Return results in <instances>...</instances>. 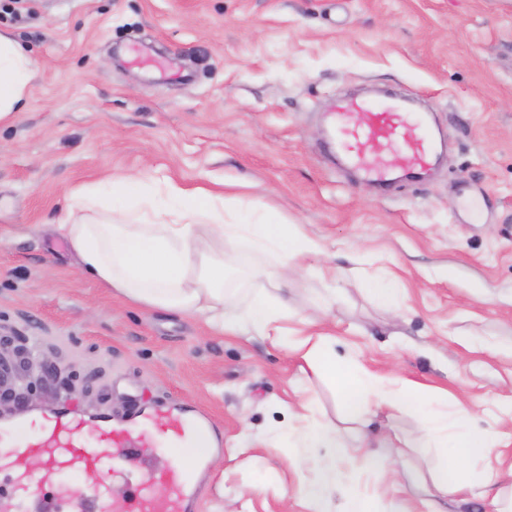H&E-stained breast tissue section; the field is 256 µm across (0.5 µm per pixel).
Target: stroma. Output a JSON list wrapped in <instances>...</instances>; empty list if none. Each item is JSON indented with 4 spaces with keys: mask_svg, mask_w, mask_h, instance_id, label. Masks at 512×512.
I'll return each instance as SVG.
<instances>
[{
    "mask_svg": "<svg viewBox=\"0 0 512 512\" xmlns=\"http://www.w3.org/2000/svg\"><path fill=\"white\" fill-rule=\"evenodd\" d=\"M0 29L38 68L21 112L0 123V333L57 369L9 418L27 433L61 406L92 419L131 401L206 410L224 444L198 479L199 512H310L300 488L321 448L287 433L312 401L347 443L398 437L401 473L442 457L417 414L360 428L298 352L269 336H214L197 320L124 301L80 270L53 232L68 195L115 177H168L237 195L298 225L322 250L288 282L293 339L423 388L439 412L466 405L493 432L482 464L512 484V0H0ZM152 47L170 69L143 59ZM397 90L428 105L446 144L429 177L387 187L325 149L340 92ZM225 286L246 305L269 289L272 256L225 242ZM376 281L399 290L378 302ZM335 294L328 306L314 294ZM76 392L57 399L65 382ZM324 512L348 493L377 512L428 495L341 461Z\"/></svg>",
    "mask_w": 512,
    "mask_h": 512,
    "instance_id": "1",
    "label": "stroma"
}]
</instances>
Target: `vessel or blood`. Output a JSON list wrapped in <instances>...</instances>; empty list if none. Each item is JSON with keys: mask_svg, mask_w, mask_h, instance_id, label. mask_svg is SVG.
Segmentation results:
<instances>
[{"mask_svg": "<svg viewBox=\"0 0 512 512\" xmlns=\"http://www.w3.org/2000/svg\"><path fill=\"white\" fill-rule=\"evenodd\" d=\"M336 148L363 176L383 183L394 170L425 166L430 140L426 127L404 106L344 96L336 104ZM40 421L32 435H0V468L19 457L37 456L48 483L65 472H101L98 487L82 497V512H195L199 492L181 451L213 447L207 413L177 405L139 408L123 421L99 418L88 438L82 434L85 419L72 412L50 408ZM149 447L166 449L160 467H152L144 456ZM132 467L144 473L136 501L110 495L109 481Z\"/></svg>", "mask_w": 512, "mask_h": 512, "instance_id": "obj_1", "label": "vessel or blood"}]
</instances>
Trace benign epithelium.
Segmentation results:
<instances>
[{
    "label": "benign epithelium",
    "mask_w": 512,
    "mask_h": 512,
    "mask_svg": "<svg viewBox=\"0 0 512 512\" xmlns=\"http://www.w3.org/2000/svg\"><path fill=\"white\" fill-rule=\"evenodd\" d=\"M47 372L41 354L25 340L0 336V414L28 402L34 380Z\"/></svg>",
    "instance_id": "7a95c632"
}]
</instances>
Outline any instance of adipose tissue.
Here are the masks:
<instances>
[{"label": "adipose tissue", "instance_id": "1", "mask_svg": "<svg viewBox=\"0 0 512 512\" xmlns=\"http://www.w3.org/2000/svg\"><path fill=\"white\" fill-rule=\"evenodd\" d=\"M36 77L30 53L9 33L0 31V121L23 107ZM164 187L173 202L169 208L150 206L144 198L133 209L104 206L97 187L77 189L56 230L67 240L81 269L129 303L201 320L215 336L269 335L288 315L290 274L300 257L319 252V245L303 240L295 224L268 219L256 224L225 223V211L239 204L236 196L200 187L186 189L170 180ZM204 233L218 242L244 238L253 248L275 254L278 268L271 290L244 308L230 303L224 294L223 263L199 244ZM303 360L341 390L354 419L381 408L408 409L421 417L422 447H453L456 465L440 466L430 474L441 495L470 493L489 499L496 512H512V491L499 486L495 475H466L465 463L488 457L495 441L490 432L469 425L465 407H458L452 419L437 418L418 391L393 387L389 380L355 364L337 362L317 344L304 353ZM296 438L300 447L333 451L331 457L318 461L317 480L304 488L314 505H322L327 492L336 486L337 458L369 461L389 479L397 477L393 459L378 458L368 438H359L349 447L335 427L313 421L307 422Z\"/></svg>", "mask_w": 512, "mask_h": 512}]
</instances>
